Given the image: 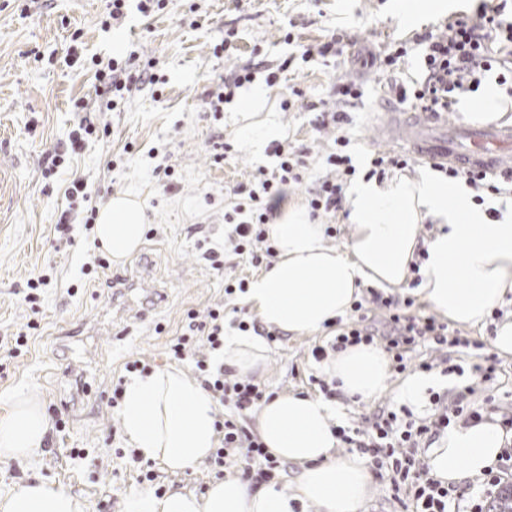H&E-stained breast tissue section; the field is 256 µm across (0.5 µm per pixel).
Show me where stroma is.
Wrapping results in <instances>:
<instances>
[{"label":"stroma","mask_w":512,"mask_h":512,"mask_svg":"<svg viewBox=\"0 0 512 512\" xmlns=\"http://www.w3.org/2000/svg\"><path fill=\"white\" fill-rule=\"evenodd\" d=\"M397 0H167L145 17L130 11L123 27L103 30L107 0H0V341L27 333L16 356L0 350V416L13 390L36 391L48 415L43 447L30 458L0 462V497L38 475L80 496L88 512H124L125 499L140 487L141 470L153 471L156 485L203 494L218 473L204 460L174 474L155 461L132 460L120 409L111 403L112 382L124 366L142 360L145 372L178 367L194 374L191 359L176 360L169 341L187 311L224 307V331L237 328L235 303L224 296L228 277L256 278L260 270L233 252L231 227L224 222L231 192L257 168H272V153L254 157L232 148L227 161L214 155L231 143V118L239 100L210 110L223 92L225 71L253 59L276 67L291 65L280 87L271 89L285 140L311 144L315 112L282 111L291 88L307 101L327 98L338 80L361 83L363 96L350 109L353 159L368 162L372 152L389 151L382 125L384 88L393 74L367 66L372 53L391 40L425 34L455 19L476 17L479 0H457L454 8L428 21L406 25ZM234 33L231 55H222L224 37ZM293 42H286V34ZM340 37L343 53L334 64L303 62L298 48ZM136 49L153 58L161 92L134 90L117 111L99 110L91 56L111 57L116 48ZM84 100L99 129L98 138L72 154L67 167L50 178L41 170L47 153L66 145L77 120L73 103ZM171 166V186L153 174ZM81 178L97 205L110 196L133 193L146 209L150 235L140 247L109 268L98 269L100 250L91 231L72 227L69 237L55 230L73 178ZM224 254L223 270L213 269L210 251ZM48 282L35 302L25 299L27 282L39 274ZM495 327L486 321L459 328L461 338L482 343L480 357L448 351L449 373L441 392L454 397L474 386L475 405L512 413V356L488 344ZM334 329L306 336H282L269 343L265 370L254 379L268 391L316 394L320 388L314 346L326 344ZM495 365L492 381L477 383L475 366ZM391 373L387 391L367 403L341 399L339 421L396 407Z\"/></svg>","instance_id":"obj_1"}]
</instances>
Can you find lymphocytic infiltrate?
<instances>
[{
	"label": "lymphocytic infiltrate",
	"mask_w": 512,
	"mask_h": 512,
	"mask_svg": "<svg viewBox=\"0 0 512 512\" xmlns=\"http://www.w3.org/2000/svg\"><path fill=\"white\" fill-rule=\"evenodd\" d=\"M503 11L500 4L484 5L476 20L458 19L442 24L437 32L390 43L375 59L382 70H397L413 51L420 56L422 66L419 78L390 84L388 95L420 109L450 112L462 96L478 91L492 74L499 85L507 86V94L512 97V19L504 18ZM91 64L99 84L96 94L102 97L108 111L117 110L133 89L158 82L154 61L140 60L135 52L105 61L95 58ZM361 95L354 82H339L333 104L317 115L316 130L331 127L337 131L332 144L320 156V167L311 166L310 147L278 142L272 148L278 159L276 168L258 170L253 179L234 188L232 210L225 213L224 219L234 226L236 255L245 257L256 267L276 258L269 225L277 204L291 187H305L311 217L322 220L326 236H336L346 191L357 174L346 151L349 140L341 129L348 121L346 105ZM414 304L410 296L386 298L377 292L372 293L370 301L354 302L352 321L339 328L329 347H314L313 358L320 361L332 351L379 343L389 354L392 369L401 373L408 368V352L419 342L429 340L449 348L460 346V338L450 334L447 324L432 316L411 314ZM373 307L384 310L382 319L370 317L369 310ZM187 319L183 331L169 342L174 357H182L188 347L199 343L214 350L223 346V308L210 309L202 321L191 311ZM195 366L201 374L203 388L223 409L222 418L216 423L223 438L212 454L215 465L245 464L247 474L258 485L283 471V464L268 452L248 424L266 397L265 387L248 376L227 378L224 371L213 370L204 357L196 359ZM474 392V387H465L450 403L442 397H433L434 413L428 419L404 418L396 411L382 409L373 414L367 429L337 426L333 432L348 447L368 453L376 468H390L392 486L405 490L414 512H448L450 490L429 477L418 452L430 447L451 423L484 419L482 408L469 400Z\"/></svg>",
	"instance_id": "obj_1"
}]
</instances>
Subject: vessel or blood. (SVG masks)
Here are the masks:
<instances>
[{"label":"vessel or blood","instance_id":"1","mask_svg":"<svg viewBox=\"0 0 512 512\" xmlns=\"http://www.w3.org/2000/svg\"><path fill=\"white\" fill-rule=\"evenodd\" d=\"M439 121V114L417 112L408 123L405 141L418 158L487 172L512 168V126L463 129L458 135L444 138L426 135L427 125Z\"/></svg>","mask_w":512,"mask_h":512}]
</instances>
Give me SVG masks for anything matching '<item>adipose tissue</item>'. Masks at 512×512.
<instances>
[{
  "label": "adipose tissue",
  "mask_w": 512,
  "mask_h": 512,
  "mask_svg": "<svg viewBox=\"0 0 512 512\" xmlns=\"http://www.w3.org/2000/svg\"><path fill=\"white\" fill-rule=\"evenodd\" d=\"M241 150L263 154L283 130L267 108V93L243 91ZM349 235L344 249L324 243V227L300 205H282L271 226L278 252L272 266L251 283L245 302L262 324L293 336L324 330L346 317L363 288L390 293L403 289L418 248L428 258L416 295L441 317L464 328L481 326L491 310L512 294V216L489 221L455 184L423 172L384 182L357 180L349 189ZM439 230L425 239V219ZM140 200L117 195L101 208L95 236L119 261L136 251L144 234ZM267 343L250 332L225 336L214 363L248 375L264 369ZM341 393L369 402L387 387L389 360L373 345H358L321 364ZM0 418V460L33 455L48 430L39 395L20 389L8 398ZM331 401L315 395L282 393L262 403L256 428L268 451L296 464L293 484L279 479L253 486L236 472L212 482L197 495L173 489L162 495L131 492L124 512H363L372 476L359 453L337 454ZM216 404L201 383L179 368L135 375L124 386L122 424L143 460L178 473L211 455L218 445ZM506 432L492 420L457 423L441 432L424 453L430 477L457 484L482 476L498 458ZM0 512H86L83 500L41 479L23 482L0 499Z\"/></svg>",
  "instance_id": "1"
}]
</instances>
